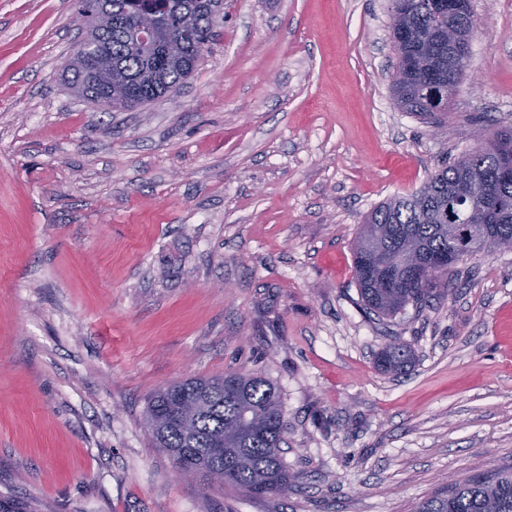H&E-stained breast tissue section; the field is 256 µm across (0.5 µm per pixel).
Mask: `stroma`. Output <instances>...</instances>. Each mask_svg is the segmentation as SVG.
I'll list each match as a JSON object with an SVG mask.
<instances>
[{
    "label": "stroma",
    "instance_id": "35a3bbf8",
    "mask_svg": "<svg viewBox=\"0 0 512 512\" xmlns=\"http://www.w3.org/2000/svg\"><path fill=\"white\" fill-rule=\"evenodd\" d=\"M391 0H224L196 71L114 112L75 95L76 0H0V499L37 512H413L512 465V251L379 319L366 214L512 129V0H470L437 128L391 91ZM413 367L374 366L392 338ZM260 372L294 488L180 477L144 421L168 384Z\"/></svg>",
    "mask_w": 512,
    "mask_h": 512
}]
</instances>
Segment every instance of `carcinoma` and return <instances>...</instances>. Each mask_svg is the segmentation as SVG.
<instances>
[{
  "label": "carcinoma",
  "instance_id": "cac0c4a2",
  "mask_svg": "<svg viewBox=\"0 0 512 512\" xmlns=\"http://www.w3.org/2000/svg\"><path fill=\"white\" fill-rule=\"evenodd\" d=\"M430 0H391L392 19L403 20L407 37H396L399 61H413L404 83L392 90L397 104L407 112L429 117L437 126L448 123L453 98L434 101L425 89L448 85V66L454 54L469 51L474 26L470 13L452 17L434 13ZM112 23L88 19V35L108 55L112 69L128 81L120 95L88 85L86 66L74 56L65 67L66 83L80 97L103 106L121 109L153 102L175 91L196 69L190 46L171 48L167 41L148 55L130 43L128 30L141 12L160 7L170 18L189 20L196 33L212 38L224 13V0H109ZM454 25L453 44L441 38L422 49L416 35L443 32ZM501 154L512 155V130L488 133V141L453 164L446 162L425 183L407 195L395 196L368 214L355 238L354 273L361 302L379 317L393 316L407 306H417L435 295L448 280L410 281L399 273L382 279L367 273L383 263V256L405 248L421 258L448 251V209L455 208L454 192L474 189L481 199L461 224H486L494 237L512 240V180L496 174ZM414 363V351L395 339L377 357L381 372L401 373ZM149 434L156 447L173 461L187 460L205 485L228 484L245 494L261 497L285 495L291 488L288 469L281 458L286 443V424L278 387L265 376L226 372L218 377L189 378L154 393L146 411ZM416 512H512V467L487 476H475L442 486L421 501Z\"/></svg>",
  "mask_w": 512,
  "mask_h": 512
}]
</instances>
